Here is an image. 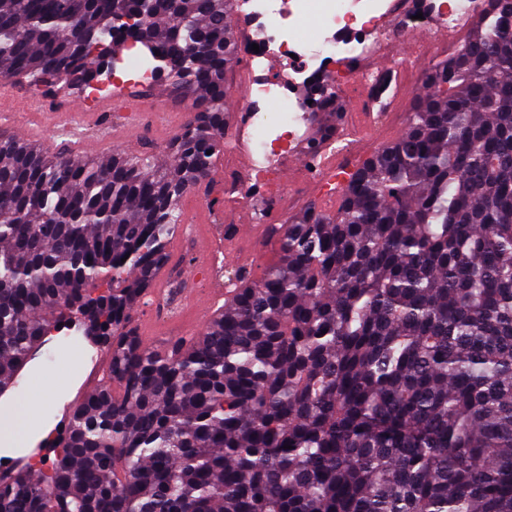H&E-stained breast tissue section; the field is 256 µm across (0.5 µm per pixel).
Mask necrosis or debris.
<instances>
[{
    "label": "necrosis or debris",
    "instance_id": "1",
    "mask_svg": "<svg viewBox=\"0 0 512 512\" xmlns=\"http://www.w3.org/2000/svg\"><path fill=\"white\" fill-rule=\"evenodd\" d=\"M242 12L255 18L259 35L242 43L240 55L253 76L248 83L249 139L252 164L247 172L224 171L227 204L245 197L249 184L267 187V206L284 211L295 206L304 189L296 182L273 190L269 175L278 146L292 148L302 138L310 106L302 95H288L287 84L331 88L355 121L379 123L388 113L386 102L397 87L412 79L409 59L393 58L388 82L368 66L381 44L408 32L433 26L453 27L479 13L484 0H239ZM315 15L319 27L313 39L298 33L300 20ZM271 57L288 65L287 77H267L261 66ZM279 111H269L271 103Z\"/></svg>",
    "mask_w": 512,
    "mask_h": 512
}]
</instances>
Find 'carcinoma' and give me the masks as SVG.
I'll use <instances>...</instances> for the list:
<instances>
[{
	"instance_id": "1",
	"label": "carcinoma",
	"mask_w": 512,
	"mask_h": 512,
	"mask_svg": "<svg viewBox=\"0 0 512 512\" xmlns=\"http://www.w3.org/2000/svg\"><path fill=\"white\" fill-rule=\"evenodd\" d=\"M237 0H158L136 37L195 112L169 162L0 137V391L43 338L104 348L103 383L0 475V512H512V0L422 73L400 138L341 202L270 225L278 260L187 342L137 317L181 203L227 146ZM136 0H0V78L95 80L86 40ZM314 157L343 107L310 90Z\"/></svg>"
}]
</instances>
